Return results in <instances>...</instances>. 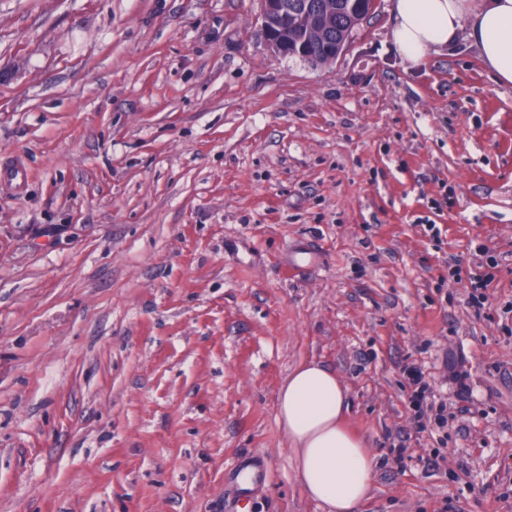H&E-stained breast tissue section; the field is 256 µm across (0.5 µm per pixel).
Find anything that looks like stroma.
Listing matches in <instances>:
<instances>
[{
    "instance_id": "35a3bbf8",
    "label": "stroma",
    "mask_w": 512,
    "mask_h": 512,
    "mask_svg": "<svg viewBox=\"0 0 512 512\" xmlns=\"http://www.w3.org/2000/svg\"><path fill=\"white\" fill-rule=\"evenodd\" d=\"M390 5L315 65L261 0H0V512H226L246 455L250 512H325L277 423L311 361L379 462L358 512H512V86L464 33L406 64ZM403 372L406 375L409 387H412L409 404L414 411L413 420L418 426L424 428L426 424L423 419L425 416L429 419L427 411L433 409V405L427 402L431 393L430 386L423 381V372L419 366L413 363L407 364L404 366ZM265 479L264 473L256 468L239 467L236 475L238 502L250 497L253 489Z\"/></svg>"
}]
</instances>
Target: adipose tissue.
Instances as JSON below:
<instances>
[{
  "label": "adipose tissue",
  "mask_w": 512,
  "mask_h": 512,
  "mask_svg": "<svg viewBox=\"0 0 512 512\" xmlns=\"http://www.w3.org/2000/svg\"><path fill=\"white\" fill-rule=\"evenodd\" d=\"M391 39L404 62L421 64L468 31L492 79L512 86V0H393ZM347 389L310 362L281 386L277 420L296 457V477L326 512H356L375 479L376 459L344 422Z\"/></svg>",
  "instance_id": "adipose-tissue-1"
}]
</instances>
